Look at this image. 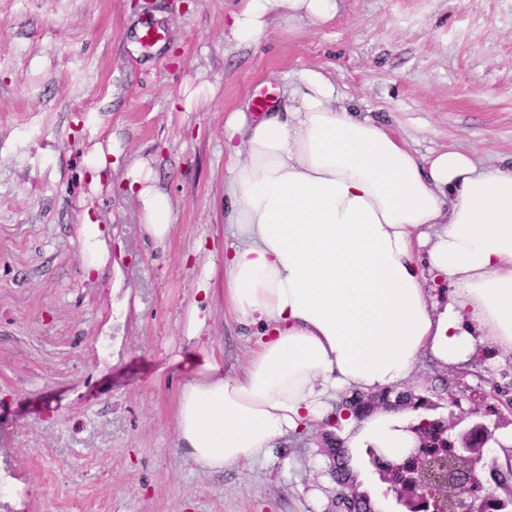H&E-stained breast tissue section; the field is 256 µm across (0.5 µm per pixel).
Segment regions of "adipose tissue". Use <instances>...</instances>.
Masks as SVG:
<instances>
[{
  "label": "adipose tissue",
  "mask_w": 512,
  "mask_h": 512,
  "mask_svg": "<svg viewBox=\"0 0 512 512\" xmlns=\"http://www.w3.org/2000/svg\"><path fill=\"white\" fill-rule=\"evenodd\" d=\"M338 0H239L228 42H258L270 14L328 24ZM230 177L224 301L262 332L242 376L213 354L182 365L179 448L221 470L264 455L340 398L398 387L422 356L465 366L480 345L512 354V162L482 167L456 148L421 158L356 109L320 70L289 84L283 107L224 121ZM146 232L164 243L173 205L132 172ZM453 299L436 309L426 274ZM417 414L380 409L342 418L353 452L395 460L418 447Z\"/></svg>",
  "instance_id": "1"
}]
</instances>
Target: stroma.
Instances as JSON below:
<instances>
[{
    "mask_svg": "<svg viewBox=\"0 0 512 512\" xmlns=\"http://www.w3.org/2000/svg\"><path fill=\"white\" fill-rule=\"evenodd\" d=\"M236 5L0 0V448L31 512H335L322 427L221 471L177 446V357L203 349L234 375L251 347L220 292L224 119L258 90L282 97L320 68L418 156L512 159V0H341L333 22L277 16L249 47L224 39ZM138 165L172 200L162 246L123 188ZM88 220L107 229L95 279ZM443 381L456 397L433 415L451 434L512 430L511 356L482 345L461 371L424 357L404 388Z\"/></svg>",
    "mask_w": 512,
    "mask_h": 512,
    "instance_id": "1",
    "label": "stroma"
}]
</instances>
